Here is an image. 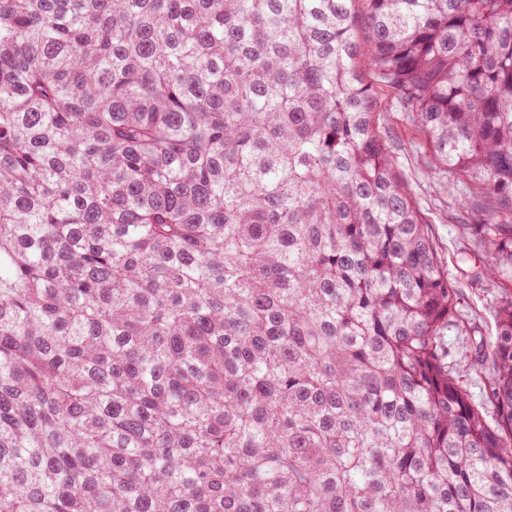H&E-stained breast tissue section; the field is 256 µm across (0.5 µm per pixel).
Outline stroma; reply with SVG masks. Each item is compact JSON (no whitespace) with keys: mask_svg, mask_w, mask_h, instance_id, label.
<instances>
[{"mask_svg":"<svg viewBox=\"0 0 512 512\" xmlns=\"http://www.w3.org/2000/svg\"><path fill=\"white\" fill-rule=\"evenodd\" d=\"M380 100L385 123L396 137L399 166L431 221L430 228L448 278L459 287L460 313L473 329L469 336L448 334V346L453 355L466 359L469 366L466 379L474 400L486 402L489 388L484 345L495 332L496 299L494 289L478 278L483 264L478 247L462 222L455 219V201L461 185L449 176L436 182L425 174L421 166L425 149L421 134L406 113L398 110L392 93H381Z\"/></svg>","mask_w":512,"mask_h":512,"instance_id":"stroma-1","label":"stroma"}]
</instances>
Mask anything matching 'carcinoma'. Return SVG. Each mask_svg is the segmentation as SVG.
Returning a JSON list of instances; mask_svg holds the SVG:
<instances>
[{"label": "carcinoma", "instance_id": "obj_1", "mask_svg": "<svg viewBox=\"0 0 512 512\" xmlns=\"http://www.w3.org/2000/svg\"><path fill=\"white\" fill-rule=\"evenodd\" d=\"M0 512H512V0H0ZM380 100L385 124L396 136L399 166L411 183L418 203L429 216L430 228L448 271V279L459 287L460 314L475 330L471 336H456L455 332H448V347L458 358L466 356L470 369L464 374L473 399L484 403L489 394L485 343L495 332L493 307L496 299L495 290L482 279L475 278L484 262L480 250L465 230L464 222L452 219L458 213L455 200L460 196L461 184L449 176L436 182L424 173L421 166L425 149L422 135L406 113L398 110L391 92H382Z\"/></svg>", "mask_w": 512, "mask_h": 512}]
</instances>
